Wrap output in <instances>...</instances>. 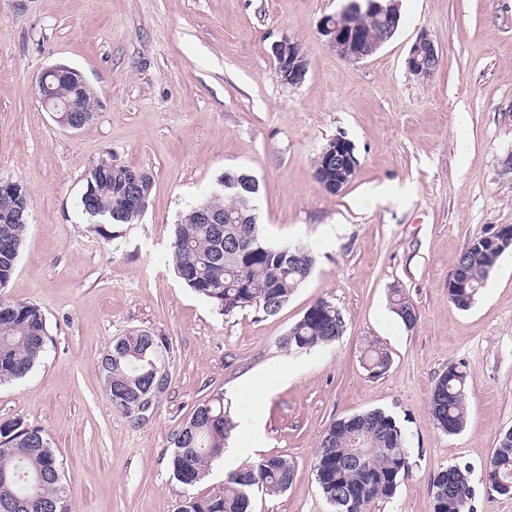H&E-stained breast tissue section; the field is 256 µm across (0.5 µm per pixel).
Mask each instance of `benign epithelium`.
I'll use <instances>...</instances> for the list:
<instances>
[{"label":"benign epithelium","instance_id":"benign-epithelium-1","mask_svg":"<svg viewBox=\"0 0 512 512\" xmlns=\"http://www.w3.org/2000/svg\"><path fill=\"white\" fill-rule=\"evenodd\" d=\"M368 13L385 30L392 33L401 21L399 0H367V7H361L357 0L336 14L324 16L320 20L319 33L326 44L344 59L359 62L374 55L378 48L370 44L359 19L362 13ZM271 57L281 82L288 86L302 83L308 70V62L301 45L283 37L271 45ZM440 62L439 53L433 41L426 34H421L412 45L406 58V67L415 76L430 77ZM68 78L76 95H81L87 84L81 74L65 65L56 64L45 69L40 75L39 99L44 109L51 114L74 112L72 102L60 105L46 95L49 88L48 79ZM323 164L316 179L328 193L336 195L343 192L354 178L359 167L354 154L353 143L343 136H337L322 148Z\"/></svg>","mask_w":512,"mask_h":512}]
</instances>
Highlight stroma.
I'll use <instances>...</instances> for the list:
<instances>
[{"label": "stroma", "mask_w": 512, "mask_h": 512, "mask_svg": "<svg viewBox=\"0 0 512 512\" xmlns=\"http://www.w3.org/2000/svg\"><path fill=\"white\" fill-rule=\"evenodd\" d=\"M348 0H0V181L30 196L26 241L0 295L38 306L47 352L21 380L0 385V424L43 430L63 475L68 512H178L169 454L199 403L223 394L239 423L194 496L263 456L295 465L282 495L254 493L252 512H333L312 466L331 423L380 409L404 429L412 469L393 498L367 512H432L434 476L472 468L476 512H512L484 472L512 428V251L469 309L448 298L456 257L512 224V0H400L401 25L372 57L351 62L319 34ZM440 55L431 77L405 64L420 34ZM297 41L308 72L282 85L270 57ZM65 63L92 88L95 116L60 127L36 79ZM345 135L359 168L338 195L315 160ZM146 170L144 215L105 239L79 206L99 159ZM259 184L257 212L274 245L317 255L277 315L219 314L186 288L170 258L173 226L228 170ZM402 289L418 321L406 328L390 293ZM338 309L341 336L317 350L283 339L319 300ZM145 331L166 341L169 383L137 421L113 411L99 361L113 341ZM391 356L372 376L365 350ZM473 379L466 423L449 436L431 420L448 365ZM275 386L257 399L252 374Z\"/></svg>", "instance_id": "35a3bbf8"}]
</instances>
